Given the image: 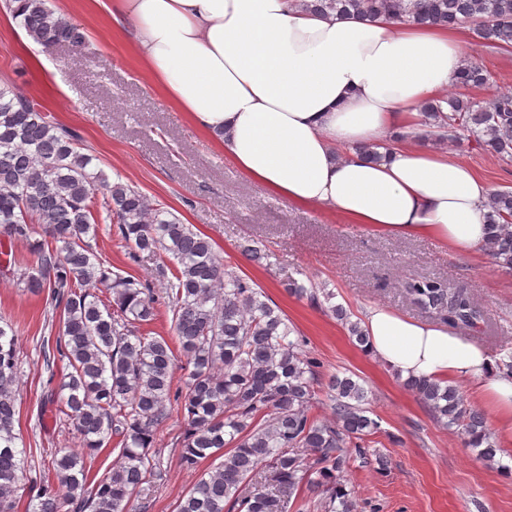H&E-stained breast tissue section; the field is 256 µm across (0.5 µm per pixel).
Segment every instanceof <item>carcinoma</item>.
Masks as SVG:
<instances>
[{"label":"carcinoma","instance_id":"1","mask_svg":"<svg viewBox=\"0 0 512 512\" xmlns=\"http://www.w3.org/2000/svg\"><path fill=\"white\" fill-rule=\"evenodd\" d=\"M48 0H6L26 35L46 50L78 48L83 36ZM303 10L341 16H382L413 25L454 26L470 21L480 46L512 48V0H296ZM493 75L475 54L464 58L457 86L483 88ZM431 135L438 141L459 131L505 161H512V92L486 100L452 95L425 103ZM81 136L50 120L36 101L0 88V235L25 241L36 273L25 279L33 293L49 290L60 331L43 344L44 356L68 360L71 371L59 390L60 409L75 421L89 453L106 436L118 450L112 471L89 477L84 458L54 453L39 477L28 512H129L162 477L157 432L168 404L181 401L185 422L179 463L205 471L178 501L175 512H299L297 494L315 491L320 512H357L345 477L352 457L369 463L365 443L379 422L363 407L366 391L350 375L322 382L317 362L292 337L285 315L262 299L247 279L224 264L213 240L138 189L102 171ZM102 190L97 201L94 190ZM117 225L129 259L158 260L164 303L186 357L185 393L172 392L175 356L163 337L142 326L156 315L158 298L148 280L104 266L91 240L98 234L95 207ZM484 254L512 273V190H498L487 204ZM112 290L104 301L90 292ZM285 290L320 306L332 294L289 277ZM412 302L440 314L453 330L478 331L484 311L441 278L405 283ZM329 310L349 337L367 350V337L343 306ZM18 357L16 332L0 318V512H16L24 478V451L15 433ZM430 410L433 421L456 428L466 446L492 461L500 451L485 414L465 404L459 390L427 379L404 382ZM332 417L312 413L319 392ZM68 495L62 498L58 487Z\"/></svg>","mask_w":512,"mask_h":512}]
</instances>
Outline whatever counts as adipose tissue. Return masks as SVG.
<instances>
[{
	"label": "adipose tissue",
	"instance_id": "ef3b65f1",
	"mask_svg": "<svg viewBox=\"0 0 512 512\" xmlns=\"http://www.w3.org/2000/svg\"><path fill=\"white\" fill-rule=\"evenodd\" d=\"M93 2L128 29L164 97L270 194L479 255L489 185L458 157L389 139L454 86L460 30L320 15L291 0ZM364 327L370 353L402 378L473 383L512 443V377L486 349L379 304Z\"/></svg>",
	"mask_w": 512,
	"mask_h": 512
}]
</instances>
